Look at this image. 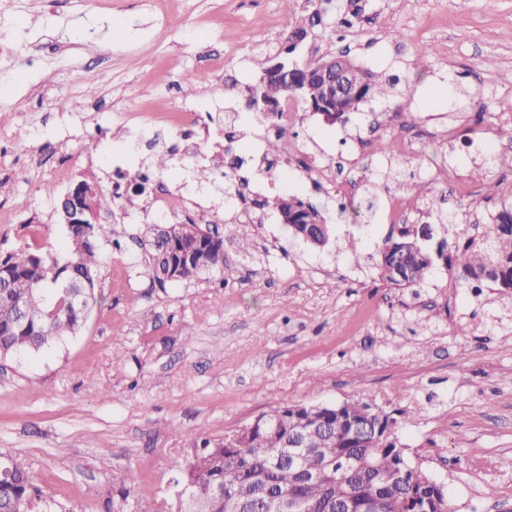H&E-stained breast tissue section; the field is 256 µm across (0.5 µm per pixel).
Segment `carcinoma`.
Returning <instances> with one entry per match:
<instances>
[{
	"label": "carcinoma",
	"mask_w": 512,
	"mask_h": 512,
	"mask_svg": "<svg viewBox=\"0 0 512 512\" xmlns=\"http://www.w3.org/2000/svg\"><path fill=\"white\" fill-rule=\"evenodd\" d=\"M359 16L355 0H338V25L350 28ZM353 80L366 98L387 97L397 85V80H387L357 65L353 66ZM252 97L275 113L280 112L286 97L299 99L314 112L320 108L355 112L362 103L360 98L332 101L317 80L289 89L285 76L274 66L261 68ZM116 198V194L85 180L79 195L69 201L75 219L63 225V254L45 253L36 243L0 254V291L4 293L0 297V357L39 352L82 327L95 301L97 241L103 232V225L90 223L84 215L92 208L111 209ZM268 205L280 212H300L302 223L288 225L294 236L302 239L309 233L317 245L329 243L332 225L318 209L288 194ZM224 230L222 238L193 221L155 229V247L149 253L153 280L163 287L224 267L226 237L237 240L244 251L253 248V239L240 225L226 223ZM443 231L436 253L441 257L450 252L448 265L462 269L475 281L489 279L512 291V208L504 207L496 214L491 234L482 246L459 244V224L453 220L443 225ZM430 235L426 224L419 228L405 224L397 235L384 239L381 277L396 286L424 282L432 273L433 258L419 239ZM392 266L402 269L404 278L390 275L388 268ZM73 284L82 289V310L71 308L69 290ZM313 414L323 420V430L306 440L301 463L304 472L319 473L321 478L307 483L301 472L282 462V457L294 422ZM397 425L391 414L379 417L373 414L372 405L360 400L326 404L317 413L312 404L279 406L260 415L256 425L242 431L231 448L225 446V437L204 443L202 452L181 472L180 483L191 495L187 512H224V500L214 494L218 487L247 492L250 512H263L269 495L288 490L313 504L309 512H324L321 505L358 490L378 499L381 512H418L426 501L444 500L445 490L408 459L396 435ZM322 448L334 449L331 465L323 474ZM39 482L35 471L14 461H0V512H50V503L41 498Z\"/></svg>",
	"instance_id": "1"
}]
</instances>
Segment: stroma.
I'll return each instance as SVG.
<instances>
[{"instance_id": "obj_1", "label": "stroma", "mask_w": 512, "mask_h": 512, "mask_svg": "<svg viewBox=\"0 0 512 512\" xmlns=\"http://www.w3.org/2000/svg\"><path fill=\"white\" fill-rule=\"evenodd\" d=\"M8 2L0 209L12 222L0 228L1 251L35 237L62 253L58 204L71 187L88 177L110 190L124 155L168 159L144 192L102 214L99 303L80 332L39 355L0 358V456L39 473L55 512H140L145 500L177 512L175 481L204 441L286 403L349 399L401 412L400 440L446 489L448 512H512V293H471L439 258L422 285L380 282L388 200L403 186L448 190L430 181L425 155L376 151L410 131L455 170L469 192L453 209L463 232L512 207V170L465 144L478 124L496 150L507 147L498 130L512 125V0H361V19L328 40L329 0L290 61L345 52L398 78L396 94L333 120L300 109L289 152L267 159L251 152V136L275 131L276 117L237 103L251 133L233 151L253 188L243 201L226 198L212 163L226 145L225 81L255 85L262 61L307 23V0L290 12L282 0ZM193 107L213 117L202 168L174 151L178 128L153 119ZM61 160L63 184L53 173ZM285 191L323 212L329 244L295 238L266 206ZM162 193L181 208L157 211ZM246 201L250 253L228 242L223 271L153 281V225L233 221Z\"/></svg>"}]
</instances>
